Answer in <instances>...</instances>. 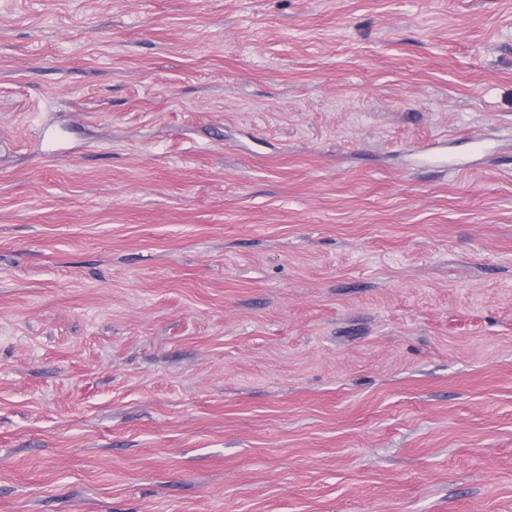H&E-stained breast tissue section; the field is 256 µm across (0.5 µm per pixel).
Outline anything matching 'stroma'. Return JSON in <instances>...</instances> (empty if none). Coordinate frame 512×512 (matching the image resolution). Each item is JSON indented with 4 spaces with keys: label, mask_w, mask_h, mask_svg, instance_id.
Segmentation results:
<instances>
[{
    "label": "stroma",
    "mask_w": 512,
    "mask_h": 512,
    "mask_svg": "<svg viewBox=\"0 0 512 512\" xmlns=\"http://www.w3.org/2000/svg\"><path fill=\"white\" fill-rule=\"evenodd\" d=\"M0 512H512V0H0Z\"/></svg>",
    "instance_id": "1"
}]
</instances>
